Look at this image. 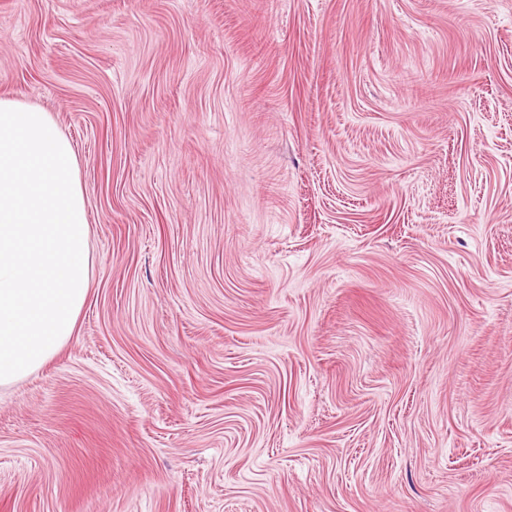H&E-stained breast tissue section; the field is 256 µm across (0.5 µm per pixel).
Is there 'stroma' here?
Returning <instances> with one entry per match:
<instances>
[{
  "label": "stroma",
  "instance_id": "35a3bbf8",
  "mask_svg": "<svg viewBox=\"0 0 512 512\" xmlns=\"http://www.w3.org/2000/svg\"><path fill=\"white\" fill-rule=\"evenodd\" d=\"M90 288L0 386V512H512V0H0Z\"/></svg>",
  "mask_w": 512,
  "mask_h": 512
}]
</instances>
